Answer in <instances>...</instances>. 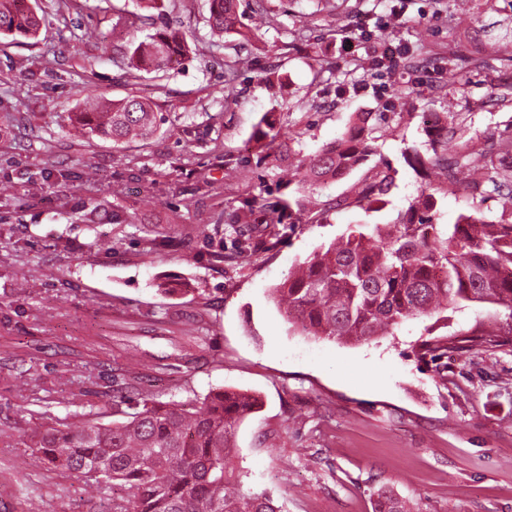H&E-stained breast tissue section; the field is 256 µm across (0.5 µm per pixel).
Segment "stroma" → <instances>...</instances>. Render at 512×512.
Wrapping results in <instances>:
<instances>
[{
    "instance_id": "stroma-1",
    "label": "stroma",
    "mask_w": 512,
    "mask_h": 512,
    "mask_svg": "<svg viewBox=\"0 0 512 512\" xmlns=\"http://www.w3.org/2000/svg\"><path fill=\"white\" fill-rule=\"evenodd\" d=\"M116 5L142 14L135 37L166 25L208 48L129 80ZM23 6L42 18L36 37L0 35V512H112L111 491L47 470L32 452L42 404L108 423L113 404L141 394L191 403L219 388L258 399L233 465L241 491L267 492L283 512H374L383 490L411 512H512V333L500 332L493 306L341 344L301 335L269 298L348 227L408 207L421 181L402 152L425 139L420 113H448L481 143L512 133V0H267L281 26L247 41L212 35L205 0H164L159 13L138 0ZM311 19L330 33L292 46L290 30ZM452 25L463 57L453 71ZM390 46L391 67L359 69ZM235 48L254 68L228 109L224 56ZM324 57L337 73L319 83ZM268 70L276 80H261ZM89 94L150 97L163 122L142 143L86 141L70 117ZM357 112L378 116L379 150L397 171L378 210L225 224L244 199H294L299 160ZM264 117L290 159L229 186L225 162L255 160ZM430 326L450 349L422 360ZM472 329L497 331L496 344L478 345Z\"/></svg>"
}]
</instances>
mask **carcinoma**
<instances>
[{
    "label": "carcinoma",
    "instance_id": "cac0c4a2",
    "mask_svg": "<svg viewBox=\"0 0 512 512\" xmlns=\"http://www.w3.org/2000/svg\"><path fill=\"white\" fill-rule=\"evenodd\" d=\"M18 0H0V34L34 37L40 19L17 7ZM211 33L243 37L239 0H207ZM191 47L181 32L161 29L131 43L128 67L133 78L160 70L187 56ZM243 59L224 60V106L237 101ZM371 115L357 112L352 125L334 145L300 163L301 189L314 193L369 166L365 179L335 204L321 203L311 213L321 224L333 208L372 209L394 182L395 169L376 145ZM163 118L150 101L133 96L118 103L88 97L75 129L87 137L114 143L146 139ZM423 148H405L403 159L423 185L408 208L389 224H357L327 246L312 252L288 277L271 289L284 318L305 336L353 344L369 342L419 316L489 304L508 311L512 333V133L485 145L467 141L448 154V140L457 135L448 113L422 115ZM257 140L264 151L255 166L275 170L287 157L281 130L261 119ZM460 186L468 206L454 224L438 223L441 198ZM496 194L500 216L489 218L484 204ZM286 205L268 201L260 209L245 199L224 219L238 224H280ZM448 349V340L430 338L417 346L421 359ZM256 406L251 396L213 390L195 405L144 398L129 412L112 406L116 421L94 418L79 423L56 420L36 441L37 453L51 469L80 473L96 488H112V512H281L264 492L242 493L240 475L231 466L238 423ZM375 512H409L398 498L381 496Z\"/></svg>",
    "mask_w": 512,
    "mask_h": 512
}]
</instances>
